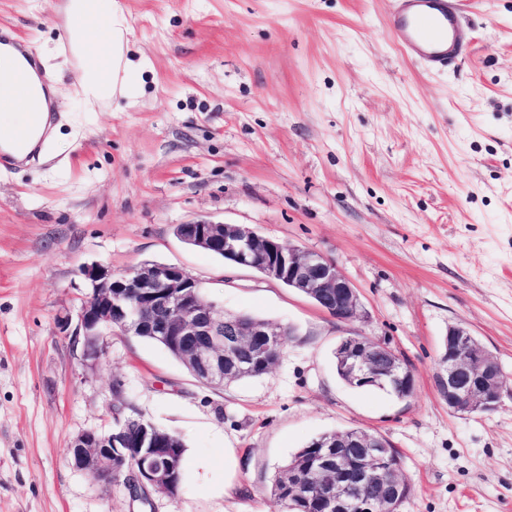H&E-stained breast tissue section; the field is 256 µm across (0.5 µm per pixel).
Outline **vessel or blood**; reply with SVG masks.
I'll list each match as a JSON object with an SVG mask.
<instances>
[{
	"instance_id": "vessel-or-blood-1",
	"label": "vessel or blood",
	"mask_w": 512,
	"mask_h": 512,
	"mask_svg": "<svg viewBox=\"0 0 512 512\" xmlns=\"http://www.w3.org/2000/svg\"><path fill=\"white\" fill-rule=\"evenodd\" d=\"M457 0H395L389 27L400 48L425 68L436 70L457 57L461 48L455 32L458 24ZM49 120L43 112H32L27 126L14 131L11 150L0 149V168L38 158L34 134L48 135Z\"/></svg>"
}]
</instances>
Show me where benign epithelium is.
<instances>
[{"label": "benign epithelium", "instance_id": "7a95c632", "mask_svg": "<svg viewBox=\"0 0 512 512\" xmlns=\"http://www.w3.org/2000/svg\"><path fill=\"white\" fill-rule=\"evenodd\" d=\"M186 245L224 254L233 266L254 268L265 277L303 293L340 321H355L363 309L352 282L329 259L315 250L284 245L244 225L200 220L176 226ZM92 292L83 300L76 326L65 314L57 319L63 332L82 341L83 362L96 365L100 338L118 329L134 336H157L175 346L185 365L213 387H222L255 366L276 365L284 329L246 315H229L209 300L197 279L184 269L157 262L133 268V276H114L101 265L83 269ZM336 364L348 385L389 387L397 397L414 389L411 370L390 347L361 334L337 344ZM446 376L439 388L448 411L467 416L499 407L508 377L468 327H448ZM155 426L139 425L137 465L131 468L145 491L174 497L175 463L157 446ZM128 433L86 430L73 438L66 455L78 469L110 484L116 481L113 449L127 448ZM312 467L288 475V493L303 496L316 512H394L409 485L394 464L389 444L375 432L352 429L317 441Z\"/></svg>", "mask_w": 512, "mask_h": 512}]
</instances>
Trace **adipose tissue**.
I'll use <instances>...</instances> for the list:
<instances>
[{
  "mask_svg": "<svg viewBox=\"0 0 512 512\" xmlns=\"http://www.w3.org/2000/svg\"><path fill=\"white\" fill-rule=\"evenodd\" d=\"M84 30L72 32L71 39L85 48L91 63L82 65L78 78L82 93L90 105L100 106L115 99L136 96L142 83L141 64L129 57V25L118 0H85ZM101 30V41L93 42L88 34ZM57 95L54 87L33 78L31 95L17 92L14 85L0 81V146L10 147V135L18 117L25 115L31 104L49 110Z\"/></svg>",
  "mask_w": 512,
  "mask_h": 512,
  "instance_id": "obj_1",
  "label": "adipose tissue"
}]
</instances>
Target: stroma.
Listing matches in <instances>:
<instances>
[{
	"label": "stroma",
	"mask_w": 512,
	"mask_h": 512,
	"mask_svg": "<svg viewBox=\"0 0 512 512\" xmlns=\"http://www.w3.org/2000/svg\"><path fill=\"white\" fill-rule=\"evenodd\" d=\"M63 0H0L45 55L56 140L0 168V512H282L279 467L312 439L375 431L402 459L403 512H512V392L458 416L437 387L467 326L512 377V0H464L466 56L430 71L398 47L391 0H119L143 89L90 108ZM243 224L332 260L364 318L183 244L177 225ZM179 266L226 313L289 328L265 375L215 389L163 347L112 333L101 362L61 333L82 270ZM360 333L410 367L412 395L336 374ZM136 415L179 435L176 497L132 501L66 458Z\"/></svg>",
	"instance_id": "35a3bbf8"
}]
</instances>
